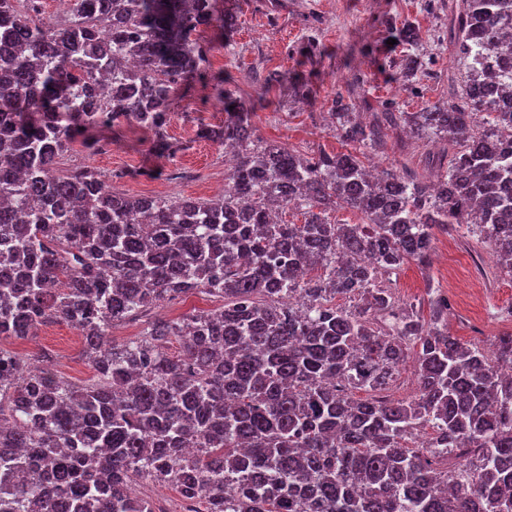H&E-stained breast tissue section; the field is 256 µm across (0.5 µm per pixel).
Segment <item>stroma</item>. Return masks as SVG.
<instances>
[{
  "instance_id": "35a3bbf8",
  "label": "stroma",
  "mask_w": 512,
  "mask_h": 512,
  "mask_svg": "<svg viewBox=\"0 0 512 512\" xmlns=\"http://www.w3.org/2000/svg\"><path fill=\"white\" fill-rule=\"evenodd\" d=\"M219 6L235 24L228 31L200 30L210 47L206 79L178 92L165 128L179 151L160 150L152 131L123 121L93 131L97 150L73 144L59 171L93 166L114 192L130 196L218 200L224 149L199 132L223 125L220 90L250 102L256 139L309 156L344 148L326 125L336 96L351 98L354 112L373 124L385 111L418 112L464 93L465 67L448 43V0H219ZM407 21L420 29L418 45L392 43L395 28ZM310 42L316 54L308 53ZM411 52L423 71L408 80L395 64ZM273 70L280 75L273 86L255 83V76ZM447 148L444 139L391 128L381 147L366 149L365 163L430 182ZM390 280L396 300L417 304L425 317L430 298L447 297L448 330L462 342L486 349L495 337L512 333V277L499 271L478 234L436 232L428 264L406 263ZM9 348L27 358L51 355L50 370L76 383L92 375L76 330L60 319Z\"/></svg>"
}]
</instances>
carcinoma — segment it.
Masks as SVG:
<instances>
[{
    "label": "carcinoma",
    "mask_w": 512,
    "mask_h": 512,
    "mask_svg": "<svg viewBox=\"0 0 512 512\" xmlns=\"http://www.w3.org/2000/svg\"><path fill=\"white\" fill-rule=\"evenodd\" d=\"M29 2L0 0V343L63 319L93 377L75 384L0 347V512H156L132 490L147 478L191 512H512V334L490 357L448 333L447 299L426 321L379 280L425 262L454 225L512 276V111L484 77L486 59L512 65V0H449L467 102L400 113L411 133L460 146L433 188L370 173L355 149L380 130L340 95L337 131L354 150L306 157L255 143L252 106L227 91L224 125L205 136L236 164L212 201L127 196L91 166L51 169L120 119L163 136L207 62L197 32L233 15L214 0H72L71 18L49 24ZM393 37L419 40L409 22ZM492 79L512 99V68ZM290 205L303 223L279 218ZM342 205L363 223L329 221ZM191 291L224 307L108 338ZM411 351L419 392L394 400L384 392ZM423 431L426 454L411 446Z\"/></svg>",
    "instance_id": "cac0c4a2"
}]
</instances>
